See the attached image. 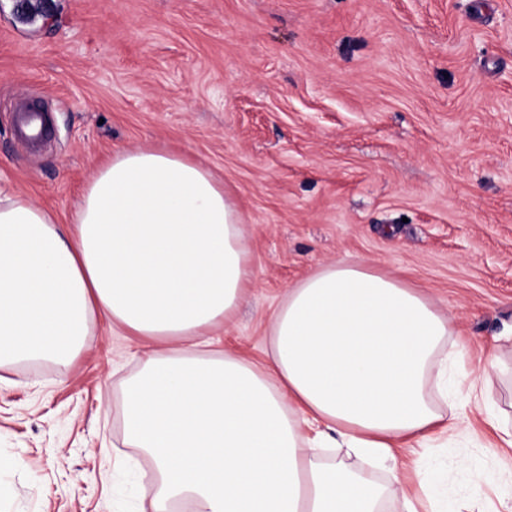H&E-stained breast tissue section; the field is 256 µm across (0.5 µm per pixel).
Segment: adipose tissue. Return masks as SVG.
I'll list each match as a JSON object with an SVG mask.
<instances>
[{
    "label": "adipose tissue",
    "instance_id": "obj_1",
    "mask_svg": "<svg viewBox=\"0 0 512 512\" xmlns=\"http://www.w3.org/2000/svg\"><path fill=\"white\" fill-rule=\"evenodd\" d=\"M251 280L240 212L183 155L114 152L63 221L0 195V365L67 361L97 315L166 344L120 405L126 444L154 464L151 512L179 499L195 512H383L395 447L465 429L448 319L421 290L337 263L289 289L264 369L199 354ZM325 448L387 465L386 483L316 463Z\"/></svg>",
    "mask_w": 512,
    "mask_h": 512
}]
</instances>
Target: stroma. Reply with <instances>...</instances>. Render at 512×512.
Listing matches in <instances>:
<instances>
[{
  "instance_id": "1",
  "label": "stroma",
  "mask_w": 512,
  "mask_h": 512,
  "mask_svg": "<svg viewBox=\"0 0 512 512\" xmlns=\"http://www.w3.org/2000/svg\"><path fill=\"white\" fill-rule=\"evenodd\" d=\"M36 101L51 124L27 144ZM137 147L203 163L243 216L253 281L225 352L264 366L289 288L360 263L425 293L466 346L454 376L512 417V0H0V191L63 218ZM151 348L95 317L68 364L0 367V512H140L152 462L119 405ZM397 463L409 490L430 464L449 512L512 506V447L482 415Z\"/></svg>"
}]
</instances>
